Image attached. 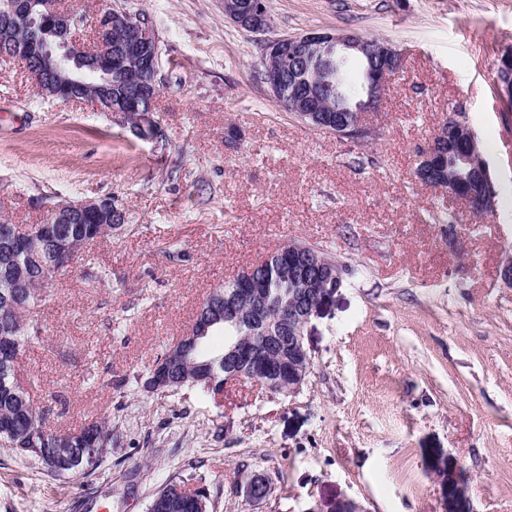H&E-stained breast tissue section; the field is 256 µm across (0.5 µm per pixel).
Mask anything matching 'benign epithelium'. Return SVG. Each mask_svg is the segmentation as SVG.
<instances>
[{
	"instance_id": "1",
	"label": "benign epithelium",
	"mask_w": 512,
	"mask_h": 512,
	"mask_svg": "<svg viewBox=\"0 0 512 512\" xmlns=\"http://www.w3.org/2000/svg\"><path fill=\"white\" fill-rule=\"evenodd\" d=\"M7 16L28 19L30 26L27 45L35 43L45 22H37L35 0H12ZM224 16L236 27L250 32L268 29L264 0H224ZM87 19L78 10L58 13L57 50L40 56L41 64L30 70L35 84L53 99L69 104L80 95L106 112H123L135 115V124L147 128L156 124L153 119L156 97L155 76L158 74V53L155 51V28L150 22L134 24L127 14L107 9L96 16L95 37L86 42L80 37ZM123 28L128 33L125 55L136 60L137 65L124 70L126 97L112 99V62L99 61L86 67V57L96 51L109 49L112 31ZM355 54L367 62L365 70L366 95L359 101L349 102L336 94V107L324 103L314 92V80L326 67L341 70L348 56ZM499 77L496 83L498 96L506 106L512 105V83L502 81V76L512 72V50L499 58ZM401 67V55L389 44L369 43L354 34H333L310 31L299 36L269 41L263 57L264 83L269 87L276 103L287 112H295L312 127H322L346 138L370 136L372 128L366 123V114L375 110L392 77ZM337 115L332 116L330 112ZM452 148L462 151L468 167L467 176H448V185L439 188L448 196L467 205L472 211L487 214L494 210L495 196L491 191L489 166L477 148L474 132L468 125L455 118L448 120L430 140L420 154L417 175L422 181L447 167L448 153ZM112 198L61 202L49 209L41 229L45 236L63 249L56 264L66 265L71 255L67 245L72 238L67 229L72 224H82L88 219L99 218L104 224L112 223ZM298 268L289 269V278L304 288L318 289L315 302H294V306L282 313L288 336H266L257 348L241 346L224 360V381H250L269 392L288 393L300 389L312 372V360L303 342V328L324 298L342 283L341 267L327 262L309 252L295 256ZM237 282L248 283L240 291L244 301L259 305L265 301V285L247 269ZM288 349V380L268 374V359L264 353ZM448 502L446 512H472L468 504L467 484L462 469L448 466Z\"/></svg>"
}]
</instances>
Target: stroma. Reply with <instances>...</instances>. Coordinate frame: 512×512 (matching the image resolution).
<instances>
[{"instance_id":"1","label":"stroma","mask_w":512,"mask_h":512,"mask_svg":"<svg viewBox=\"0 0 512 512\" xmlns=\"http://www.w3.org/2000/svg\"><path fill=\"white\" fill-rule=\"evenodd\" d=\"M87 16L148 15L159 39L153 118L45 98L0 61V221L112 198L127 223L89 264L50 281L19 380L45 424L112 426L94 466L49 473L0 443V512H146L172 481L210 512H445L449 462L474 512H512V110L495 91L512 0H267L269 33L224 0H65ZM310 30L390 43L403 63L360 141L281 110L259 70L268 38ZM474 131L496 206L479 216L416 177L418 151L454 116ZM306 243L342 284L304 327L313 372L295 394L242 383L210 397L148 393L145 376L200 302L244 268ZM95 373L99 386L83 379ZM263 475L268 496L251 501Z\"/></svg>"}]
</instances>
